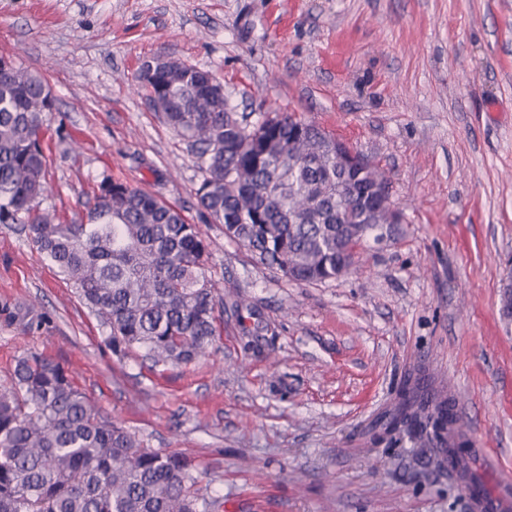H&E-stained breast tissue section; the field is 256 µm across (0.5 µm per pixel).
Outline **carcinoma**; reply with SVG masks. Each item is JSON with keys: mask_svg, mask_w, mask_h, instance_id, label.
Segmentation results:
<instances>
[{"mask_svg": "<svg viewBox=\"0 0 512 512\" xmlns=\"http://www.w3.org/2000/svg\"><path fill=\"white\" fill-rule=\"evenodd\" d=\"M154 110L187 144L202 179L200 209L261 264L307 282L344 274L364 230L362 196L374 165L339 169L320 132L291 115L252 122L208 71L172 58L147 62ZM47 82L0 56V224H22L36 250L109 328L112 353L141 350L186 365L216 336L217 301L205 274L208 244L181 211L110 176L87 220L65 224L40 208ZM385 416L389 442L408 436L439 461L467 464L456 397L419 382ZM191 461L140 446L101 414L53 359L28 353L0 389V512H218L199 494Z\"/></svg>", "mask_w": 512, "mask_h": 512, "instance_id": "carcinoma-1", "label": "carcinoma"}]
</instances>
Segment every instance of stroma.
Instances as JSON below:
<instances>
[{
    "label": "stroma",
    "mask_w": 512,
    "mask_h": 512,
    "mask_svg": "<svg viewBox=\"0 0 512 512\" xmlns=\"http://www.w3.org/2000/svg\"><path fill=\"white\" fill-rule=\"evenodd\" d=\"M55 99L44 208L80 220L103 177L209 244L217 335L187 365L119 357L18 225L0 224V387L61 363L141 447L182 453L220 512H469L433 449L372 435L406 381L449 389L491 491L512 485V0H0V55ZM159 55L237 111L315 123L370 159L400 221L344 275L293 281L200 211L201 174L148 104Z\"/></svg>",
    "instance_id": "obj_1"
}]
</instances>
